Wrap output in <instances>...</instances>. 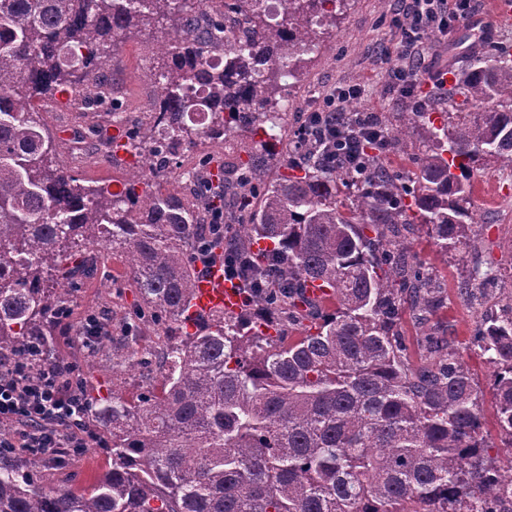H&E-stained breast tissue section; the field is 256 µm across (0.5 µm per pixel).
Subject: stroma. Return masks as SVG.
Returning <instances> with one entry per match:
<instances>
[{"instance_id":"obj_1","label":"stroma","mask_w":512,"mask_h":512,"mask_svg":"<svg viewBox=\"0 0 512 512\" xmlns=\"http://www.w3.org/2000/svg\"><path fill=\"white\" fill-rule=\"evenodd\" d=\"M402 6L401 0H349L337 14L336 22L320 34L319 48L294 80L288 101L290 107L283 121L286 134H293L309 112L336 94L338 89L357 84L359 98L347 101L346 111L396 115L407 102L389 84L388 67L397 56L400 35L393 23ZM460 24H453L447 34L433 33L422 66L417 98L436 93V82L446 68L456 66L451 55ZM161 30L138 26L116 36L109 45L110 66L107 76L120 83L133 117L151 111L159 88L149 73L156 67V48L162 41ZM67 122L58 123L48 115L40 121L53 136L58 148L54 168L79 178L82 185L116 190L129 159L125 151H112L107 136L115 134L108 112H79L59 102ZM472 199L478 214L477 244L459 245L455 252L440 253L424 233L412 235L413 251L445 286L446 304L433 317L431 325L442 336L454 340L462 358L482 391L484 434L490 444L501 446L502 438L495 416L492 371L469 347L480 307L467 301L462 287L474 261L499 270L501 295L512 293V176L496 162H489L473 178ZM129 273L124 255L103 250L98 254L96 273L84 279L75 294L71 315L57 326L54 347L61 361L78 366L84 373L85 390L94 394L109 388L131 396L141 389L137 372L113 367L104 354L92 353L83 335L86 315L96 313L104 319L121 317L138 303L134 289L126 287ZM112 464L103 448H86L80 454L59 460L38 458L15 448L0 455V466H12L33 473L47 487L80 490L91 487Z\"/></svg>"}]
</instances>
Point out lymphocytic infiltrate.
Returning <instances> with one entry per match:
<instances>
[{
  "label": "lymphocytic infiltrate",
  "mask_w": 512,
  "mask_h": 512,
  "mask_svg": "<svg viewBox=\"0 0 512 512\" xmlns=\"http://www.w3.org/2000/svg\"><path fill=\"white\" fill-rule=\"evenodd\" d=\"M399 22L397 64L388 71L393 85L410 90L420 71L413 59L423 53L432 32H447L451 23L464 21L473 11L471 0H403ZM359 87L337 93L333 104L313 112L309 134L325 140L346 127L342 102L357 97ZM84 373L77 366L31 358L0 360V448L55 456L68 448H89L98 438L84 420Z\"/></svg>",
  "instance_id": "lymphocytic-infiltrate-1"
}]
</instances>
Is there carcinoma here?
<instances>
[{
    "label": "carcinoma",
    "instance_id": "carcinoma-1",
    "mask_svg": "<svg viewBox=\"0 0 512 512\" xmlns=\"http://www.w3.org/2000/svg\"><path fill=\"white\" fill-rule=\"evenodd\" d=\"M201 0H0V353L32 340L51 351L57 312L77 288L65 262L81 256L89 277L101 247L125 255L134 319L165 341L160 383L132 398L111 390L88 416L109 446L112 467L88 491L45 489L34 475L0 467V512H512V456L493 452L482 428V392L458 349L434 331L426 362L405 356L400 319L419 323L443 306L440 284L403 246L424 232L440 251L457 249L478 223L472 176L488 160L512 165V57L477 56L444 96L417 101L372 124L351 117L348 133L373 152L362 163L327 166L296 139L286 157L267 131L278 80L296 77L314 52L327 0H284L279 22L260 0H237L246 43L224 36V17L200 23ZM166 24L157 53L156 103L122 131V148L146 159L130 175L142 187L105 196L48 164L53 152L37 101L97 78L73 104L102 105L112 87L106 47L139 25ZM224 54V66L206 57ZM443 122L432 111L441 106ZM224 108V135L264 138L224 155V176L200 203L224 205V238H210L199 207L152 190L165 169L162 140L195 134L203 108ZM407 157L412 174L381 157ZM247 158H242V155ZM79 254L69 251L75 238ZM271 247L254 249L259 240ZM245 267L241 311L194 312L195 255L203 243ZM332 289L330 312L309 282ZM496 270L475 262L467 299L487 308L472 347L493 369L496 419L512 447V296L490 302ZM300 336L286 340L291 332ZM130 371L153 360L112 338Z\"/></svg>",
    "mask_w": 512,
    "mask_h": 512
}]
</instances>
